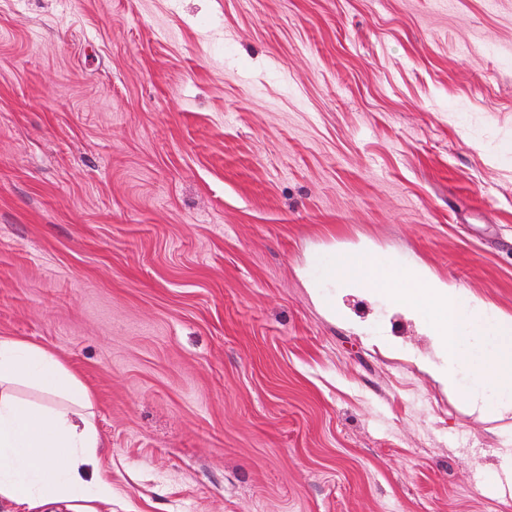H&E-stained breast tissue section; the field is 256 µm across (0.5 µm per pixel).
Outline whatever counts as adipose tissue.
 Wrapping results in <instances>:
<instances>
[{"label": "adipose tissue", "instance_id": "1", "mask_svg": "<svg viewBox=\"0 0 512 512\" xmlns=\"http://www.w3.org/2000/svg\"><path fill=\"white\" fill-rule=\"evenodd\" d=\"M88 387L53 352L0 338V504L12 512H104L102 466Z\"/></svg>", "mask_w": 512, "mask_h": 512}]
</instances>
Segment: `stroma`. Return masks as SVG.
<instances>
[{"label":"stroma","instance_id":"obj_1","mask_svg":"<svg viewBox=\"0 0 512 512\" xmlns=\"http://www.w3.org/2000/svg\"><path fill=\"white\" fill-rule=\"evenodd\" d=\"M362 243L512 314V0H0V337L112 512H512L424 318L312 296Z\"/></svg>","mask_w":512,"mask_h":512}]
</instances>
